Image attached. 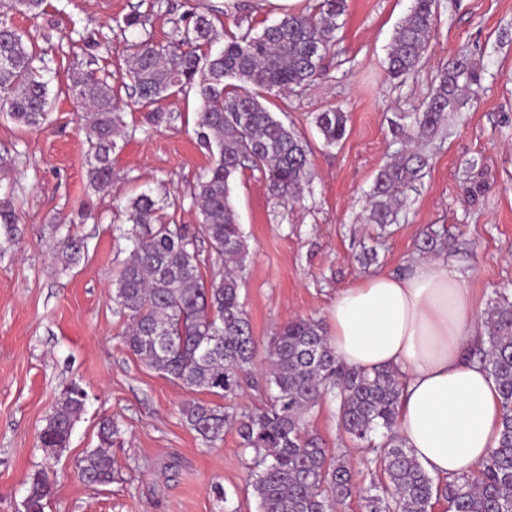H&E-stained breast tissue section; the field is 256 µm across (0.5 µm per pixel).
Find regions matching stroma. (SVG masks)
<instances>
[{"label": "stroma", "mask_w": 512, "mask_h": 512, "mask_svg": "<svg viewBox=\"0 0 512 512\" xmlns=\"http://www.w3.org/2000/svg\"><path fill=\"white\" fill-rule=\"evenodd\" d=\"M413 0H346L327 75L288 97L265 103L309 144L314 172L300 202L284 207L250 172L236 175L232 202L249 245L240 300L259 346L290 318H326L338 291L379 273H400L421 259L423 231H446L433 260L455 267L469 288L477 330L497 293L512 295V0H439L426 59L408 79H390L386 60L393 35ZM228 12L222 40L237 27L262 30L281 18L265 0H46L39 19L0 0V15L47 49L52 108L48 123L22 131L0 117V196L20 215L18 242L0 253V512H23L28 480L44 470L51 486L45 512H256L244 451L235 428L207 443L181 414L190 392L146 367L121 342L123 318L109 290L132 244L115 216L117 204L143 192L170 194L168 223L195 231V194L210 163L194 137L198 100L187 89L160 104L166 118L152 122L128 105L124 134L112 155L111 191L89 181L88 143L81 110L67 92L72 75L95 69L122 77L129 42L177 37L194 7ZM148 18L128 29L126 15ZM109 52L86 49V40ZM467 51L481 76L476 98L449 114L446 135L395 138L393 123L422 111L438 66ZM336 107L347 113V134L328 147L313 122ZM420 147L428 166L407 191L397 224L366 223L379 168L405 146ZM84 238L81 260L62 267L55 258L67 233ZM78 383L85 409L69 445L46 464L39 434L63 387ZM118 427L112 447L117 476L86 487L76 463L98 444L101 417ZM308 428L334 449L353 474L356 493L337 512H366L361 494L380 477L366 444L344 434L337 403L324 398Z\"/></svg>", "instance_id": "1"}]
</instances>
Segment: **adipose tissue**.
<instances>
[{"instance_id": "obj_1", "label": "adipose tissue", "mask_w": 512, "mask_h": 512, "mask_svg": "<svg viewBox=\"0 0 512 512\" xmlns=\"http://www.w3.org/2000/svg\"><path fill=\"white\" fill-rule=\"evenodd\" d=\"M475 311L459 272L419 262L339 291L327 314L337 359L398 371V424L423 468L438 479L473 471L498 444L502 407L484 368L465 358L477 338Z\"/></svg>"}]
</instances>
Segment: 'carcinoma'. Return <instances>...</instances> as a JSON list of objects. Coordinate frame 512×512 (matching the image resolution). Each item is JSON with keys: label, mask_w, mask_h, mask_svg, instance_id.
<instances>
[{"label": "carcinoma", "mask_w": 512, "mask_h": 512, "mask_svg": "<svg viewBox=\"0 0 512 512\" xmlns=\"http://www.w3.org/2000/svg\"><path fill=\"white\" fill-rule=\"evenodd\" d=\"M44 0H14V8L36 19ZM345 0H320L309 12H288L255 33L248 28L214 53V9L192 10L179 38L165 45L146 38L128 44L131 82L137 108L156 122L159 102L185 88L199 98L196 136L213 161L198 184L199 229L224 272L205 280L195 239L178 224H167L160 211L164 199L142 193L126 207L132 250L112 283V301L127 320L123 343L147 367L192 392L224 397L254 375L257 343L240 302L241 273L248 245L231 204V179L244 170L259 174L269 194L283 204L300 200L302 186L313 178L311 149L261 102L262 93L288 95L322 75L323 61L334 45L337 19ZM437 23V0H413L388 54L395 79L413 75L424 61ZM48 50H30L24 35L0 19V112L17 126L36 130L49 116ZM479 75L469 56L459 52L438 68L423 111L413 124L422 138L435 136L448 113L473 93ZM68 92L82 110L89 144L91 185L112 186V152L125 122L112 86V75L90 70L76 75ZM314 122L328 145L346 134L347 116L336 109L318 112ZM427 159L408 149L385 164L371 194L368 222L385 227L396 221L397 204L422 178ZM19 215L9 196L0 197V245L19 234ZM435 231L423 234L422 252L444 248ZM86 245L71 236L56 254L62 266L79 261ZM487 347L478 361L493 379L502 405L497 448L469 474L435 481L420 465L398 428L404 388L401 375L389 369L371 372L342 365L330 344L324 322L295 317L278 326L266 350L269 401L239 414L199 399L181 407L186 422L211 442L236 425L245 450L254 453L249 487L258 512H336L351 497L352 473L307 429V416L326 396L339 403L338 422L357 441L377 444L381 480L364 490L367 512H432L440 500L448 512H512V300L499 295L485 319ZM86 393L68 386L46 418L39 439L44 448L69 443L83 412ZM118 429L109 418L99 423V444L78 461L80 479L90 488L115 479L109 448ZM50 486L44 471L31 475L26 512H45Z\"/></svg>", "instance_id": "obj_1"}]
</instances>
